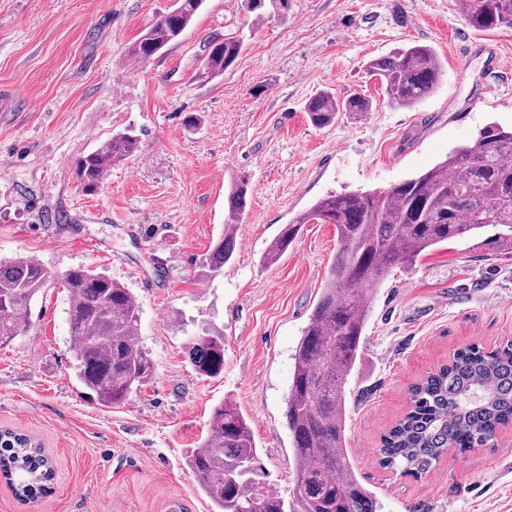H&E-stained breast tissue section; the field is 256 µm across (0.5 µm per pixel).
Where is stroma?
<instances>
[{
	"label": "stroma",
	"instance_id": "stroma-1",
	"mask_svg": "<svg viewBox=\"0 0 512 512\" xmlns=\"http://www.w3.org/2000/svg\"><path fill=\"white\" fill-rule=\"evenodd\" d=\"M173 0H0V90L28 106L0 114V258L27 256L52 275L26 331L0 348V428L39 440L53 461L49 495L23 503L0 482V512H209L186 465L212 409L248 418L272 487L291 498L296 466L284 409L293 354L339 245L305 224L272 265L261 256L284 224L331 192L387 187L423 172L485 126L512 128V27L494 33L499 102L468 109L484 60H457L472 30L458 0H288L254 27L224 75L202 70L210 41L235 32L239 0H205L180 40L141 63L128 54ZM430 46L444 75L411 108L391 107L370 58ZM370 97V112L309 125L322 91ZM200 114L189 133L183 118ZM135 129L136 155L85 193L76 158ZM249 180L234 259L207 277L224 230V196ZM435 249L374 290L359 362L346 387V448L382 512H512V426L492 446L449 451L415 479L379 464L382 435L409 389L469 344L512 340V249L494 235ZM105 272L140 305L136 340L152 378L122 406L89 401L70 366L67 294L57 279ZM224 338V370L199 375L186 342Z\"/></svg>",
	"mask_w": 512,
	"mask_h": 512
}]
</instances>
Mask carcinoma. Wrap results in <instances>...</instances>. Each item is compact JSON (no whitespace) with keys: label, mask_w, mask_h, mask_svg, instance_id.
Instances as JSON below:
<instances>
[{"label":"carcinoma","mask_w":512,"mask_h":512,"mask_svg":"<svg viewBox=\"0 0 512 512\" xmlns=\"http://www.w3.org/2000/svg\"><path fill=\"white\" fill-rule=\"evenodd\" d=\"M203 3L175 0L129 47L130 56L147 62L176 43ZM287 3L241 0V10L259 22L266 5ZM459 8L474 30L512 26V0H459ZM244 47L240 36L208 43V73L224 74ZM367 69L380 77L388 103L396 108L428 98L443 73L435 51L420 44L371 59ZM370 109L360 94L341 100L322 91L308 100L305 112L314 128L323 129L342 115L355 118ZM139 146L131 129L113 134L75 160L76 182L85 192L97 191L108 168L132 157ZM247 205L248 181L242 179L225 199L224 233L205 257L208 273L222 271L234 258L236 225ZM313 220L336 226L340 250L293 355L284 413L297 464L293 499L288 502L270 488L248 420L226 400L212 410L207 434L188 459L212 512H378L380 505L356 477L345 445V385L362 351L367 297L390 270L411 267L432 249L475 237L489 224L512 229V130L490 124L431 169L386 189L327 194L281 228L263 263L276 262L297 238L300 225ZM48 278L47 270L27 257L0 261V348L24 332L31 304ZM62 287L78 381L98 405L124 404L154 371L152 359L135 340V297L109 275L81 267L63 275ZM187 349L198 374L215 377L223 371L224 339L194 336ZM409 403L381 437L383 467L400 465L416 478L450 450L489 444L500 427L512 422V342L491 350L477 344L457 350L448 364L411 387ZM0 474L11 481L18 498L33 499L49 491L52 462L30 437L4 429Z\"/></svg>","instance_id":"obj_1"}]
</instances>
